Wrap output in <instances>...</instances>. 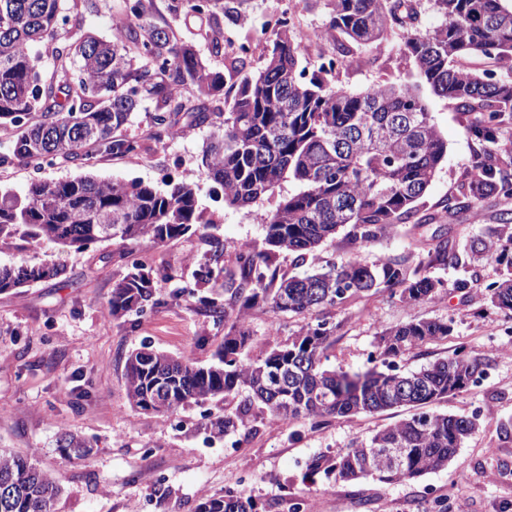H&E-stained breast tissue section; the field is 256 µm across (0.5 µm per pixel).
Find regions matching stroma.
I'll return each instance as SVG.
<instances>
[{"instance_id": "1", "label": "stroma", "mask_w": 512, "mask_h": 512, "mask_svg": "<svg viewBox=\"0 0 512 512\" xmlns=\"http://www.w3.org/2000/svg\"><path fill=\"white\" fill-rule=\"evenodd\" d=\"M122 0H99V10L87 12L82 0H66L67 29L93 31L107 38L123 16ZM290 10L297 16L295 33L308 60L329 51L322 39L326 0H254L248 22L224 29L227 49L250 38L253 27L267 15ZM403 32L395 30L379 47H357L348 65L336 74V87L357 93L376 83H413V64L402 54ZM433 119L448 143L446 160L420 199L421 214L440 210L448 196L481 156L483 147L468 131L469 119L454 104L433 94L425 96ZM136 138L138 153L97 157L93 172L109 179H140L152 184L197 169L202 148L211 134L207 127H184L175 137H156L145 117L125 130ZM80 167L59 163L36 170L15 162L0 165V184L17 191L36 179L57 180L80 175ZM211 183L200 181L204 205L215 210L214 235L224 241V261L232 263L243 244L261 243L268 214L280 196L294 192L282 182L275 196L248 209L211 199ZM512 210V200L487 199L479 216L459 214L452 221L458 244L485 236L498 213ZM433 226L418 230L409 224L354 251L337 235L315 254L297 259L283 253L279 270L288 275L310 272L328 260L353 256L372 263L382 258L416 268L423 251L415 241L432 235ZM206 246L200 235H186L154 245L115 239L76 252L58 245L38 250L0 253V264L57 262L64 275L47 278L20 292L0 293V448L34 457L64 488L55 512H193L201 498L240 488L264 504L266 512H284L278 500L306 499L312 512H430L428 488L449 495L448 512H512V317L494 308L485 287L498 278L491 260L458 266L436 265L429 273L442 283L435 300L407 305L380 293L364 297L331 314L336 323L328 355L330 367L353 373L370 365L377 338L391 326L414 318L450 321L448 339L412 349L398 361L400 370L420 368L451 355L458 347L485 364L486 380L450 394L434 406L451 415H476L475 431L448 465L421 478L388 485L367 478L334 481L309 475L312 457H333L356 439L410 415L398 408L351 418H332L314 426L272 423L257 417L248 431L236 434V448L209 438L204 415L220 416L224 404L210 401L174 415L146 413L128 402L124 364L128 351L140 344L176 357L207 363L224 341V326L199 306L191 291L197 260ZM153 270L178 269L181 280H158L157 295L184 287V295L142 314L112 317V286L126 273L132 256ZM304 317L277 314L265 306L248 310L245 324L252 335L251 356L263 355L275 341H286L304 324ZM81 436L94 445L89 461L64 457L56 448L60 431Z\"/></svg>"}]
</instances>
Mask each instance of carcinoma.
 <instances>
[{"mask_svg": "<svg viewBox=\"0 0 512 512\" xmlns=\"http://www.w3.org/2000/svg\"><path fill=\"white\" fill-rule=\"evenodd\" d=\"M441 23L432 30L415 24L412 0H327L325 35L334 43L331 61L306 64L301 42L286 23L263 22L265 66L243 74L250 57L238 49L224 55L226 23L248 18L252 0H168L174 20L193 25L196 38L179 36L151 16V0H123L133 21L115 28L109 39L84 33L57 45L68 17L61 0H0V128L13 132L0 165L15 160L41 168L56 161L91 165L100 155L123 156L137 141L117 135L135 114L145 112L156 136L193 126L212 127L196 173L164 182L99 179L86 173L71 179L32 181L18 193L0 186V253L39 249L47 242L77 251L112 238L162 244L199 233L208 249L198 262L197 285H218L224 241L206 233L215 212L198 197L199 181L215 184L216 198L237 208L272 195L285 179L298 189L270 212L261 246L235 251L239 278H230L215 298L202 292L198 303L224 322V343L210 362L175 358L146 344L129 351L125 386L129 402L144 412L174 414L181 408L227 400L246 392L244 403L205 423L214 437L246 431L261 413L280 422L352 417L406 407L414 413L372 435L354 440L333 458L317 457L310 473L338 481L373 478L397 484L441 469L474 431L476 418L438 413L430 406L483 377V362L465 349L413 371L396 360L425 342L448 338L442 319L414 318L382 332L378 362L362 373L326 366L336 329L327 314L349 301L388 292L408 305L434 299L442 284L428 269L485 256L500 266L498 280L486 286L491 304L512 313V212L499 213L491 235L471 241L460 255L451 239L432 233L426 260L408 271L388 259L366 264L354 257L328 261L304 276L279 274L285 252L307 254L342 230L362 249L397 224L448 223L462 212L478 214L490 197L512 199V140L502 124L512 114V81L488 69L464 67L472 58L512 57V8L502 0H431ZM404 30L402 53L412 61L415 84L380 83L360 93L336 87L333 62L343 64L352 47H377L388 34ZM209 54L224 57V71L210 68ZM53 44L52 70H41L36 47ZM243 74L231 102L224 82ZM434 95L475 115L469 133L484 153L442 210L419 215L418 200L431 185L447 154V142L419 93ZM63 274L56 263L0 264V293L37 282L41 270ZM171 279L135 262L112 288L109 311L118 318L142 313L155 298L158 278ZM264 305L274 312L322 314L286 343L264 355L249 356L251 333L241 311ZM86 441L60 431L56 447L84 461ZM402 449L398 463L382 456ZM62 489L34 458L0 450V512H54ZM195 512H263L252 496L228 489L199 501Z\"/></svg>", "mask_w": 512, "mask_h": 512, "instance_id": "1", "label": "carcinoma"}]
</instances>
